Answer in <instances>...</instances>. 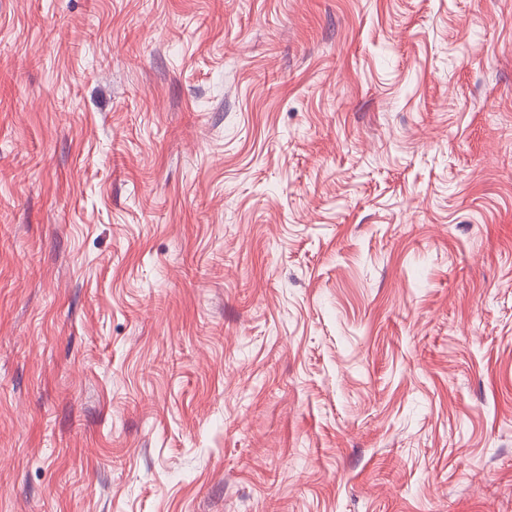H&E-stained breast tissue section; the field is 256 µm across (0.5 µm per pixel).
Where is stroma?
<instances>
[{
  "label": "stroma",
  "mask_w": 512,
  "mask_h": 512,
  "mask_svg": "<svg viewBox=\"0 0 512 512\" xmlns=\"http://www.w3.org/2000/svg\"><path fill=\"white\" fill-rule=\"evenodd\" d=\"M0 512H512V0H0Z\"/></svg>",
  "instance_id": "35a3bbf8"
}]
</instances>
